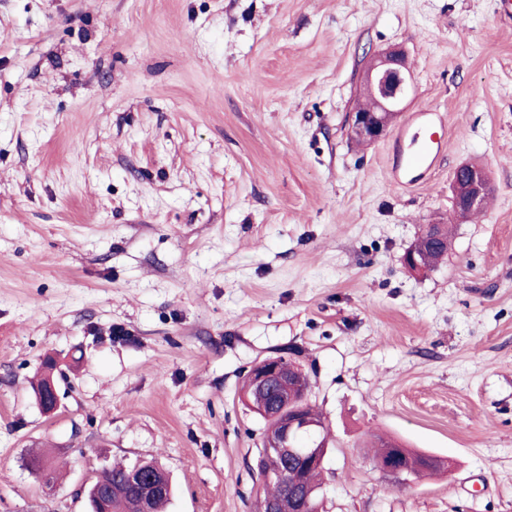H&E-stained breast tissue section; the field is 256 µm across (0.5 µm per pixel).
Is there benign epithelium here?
Segmentation results:
<instances>
[{
    "instance_id": "benign-epithelium-1",
    "label": "benign epithelium",
    "mask_w": 512,
    "mask_h": 512,
    "mask_svg": "<svg viewBox=\"0 0 512 512\" xmlns=\"http://www.w3.org/2000/svg\"><path fill=\"white\" fill-rule=\"evenodd\" d=\"M411 79L403 51L393 49L375 55L366 73L365 84L377 108L353 112L350 126L352 136L363 143L381 139L398 114L399 106L407 98ZM451 186L454 211L461 220L480 211L491 192L485 170L469 164H462L456 169ZM48 363L52 368L48 370L36 400L44 413L54 414L60 410L62 402L54 377L57 362L50 358ZM296 370L295 362L286 357H277L258 361L247 372L252 392L270 399L263 413L280 419L277 431L264 435L261 453L264 456L276 455L285 462L302 458L310 465L321 467L326 459V445L319 439L320 425L308 413V392L295 393L292 375ZM376 468L391 483L410 482L412 472L400 466L397 458L380 462ZM130 480L138 489V509L135 512H151V501L167 490L164 481L138 469L131 472Z\"/></svg>"
}]
</instances>
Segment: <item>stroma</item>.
I'll return each mask as SVG.
<instances>
[{"label":"stroma","mask_w":512,"mask_h":512,"mask_svg":"<svg viewBox=\"0 0 512 512\" xmlns=\"http://www.w3.org/2000/svg\"><path fill=\"white\" fill-rule=\"evenodd\" d=\"M498 0H0V512H86L158 458L168 512H251L249 367L301 364L334 438L326 512H512V22ZM446 155L392 184L348 135L369 55ZM487 207L457 222L455 169ZM454 227L427 273L402 256ZM54 356L63 408L30 389ZM445 460L384 482L361 443ZM41 449L65 477L45 486ZM454 211L465 220L482 209L491 188L484 169L469 164L460 165L451 181ZM449 243L450 233L447 224L424 225L415 241L407 248L409 251L406 249L408 252H404V263L413 272H423L422 264L417 260L415 252L410 250L414 249L422 260L427 261L428 270H431L447 256ZM411 267H414V270Z\"/></svg>","instance_id":"35a3bbf8"}]
</instances>
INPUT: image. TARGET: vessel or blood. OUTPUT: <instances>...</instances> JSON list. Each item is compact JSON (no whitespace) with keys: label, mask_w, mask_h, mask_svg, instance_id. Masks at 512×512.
<instances>
[{"label":"vessel or blood","mask_w":512,"mask_h":512,"mask_svg":"<svg viewBox=\"0 0 512 512\" xmlns=\"http://www.w3.org/2000/svg\"><path fill=\"white\" fill-rule=\"evenodd\" d=\"M446 141L435 130L430 113L417 112L400 127L392 156L394 183L411 185L421 181L445 157Z\"/></svg>","instance_id":"1"}]
</instances>
